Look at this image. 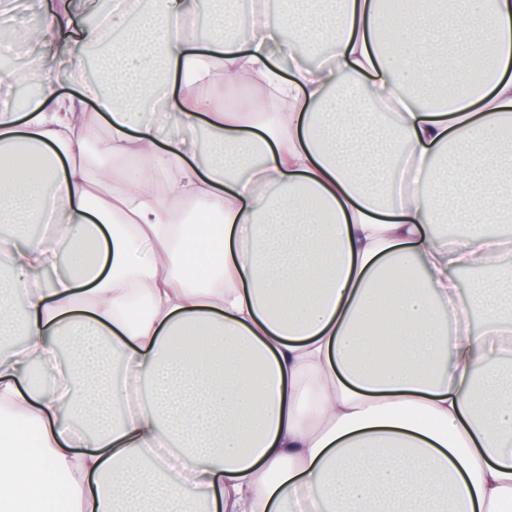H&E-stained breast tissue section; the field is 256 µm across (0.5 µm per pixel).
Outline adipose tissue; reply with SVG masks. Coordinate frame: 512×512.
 <instances>
[{"label": "adipose tissue", "mask_w": 512, "mask_h": 512, "mask_svg": "<svg viewBox=\"0 0 512 512\" xmlns=\"http://www.w3.org/2000/svg\"><path fill=\"white\" fill-rule=\"evenodd\" d=\"M328 2L38 15L50 76L0 107V223L38 229L0 244V512H512V0ZM271 73L272 118L212 93Z\"/></svg>", "instance_id": "1"}]
</instances>
